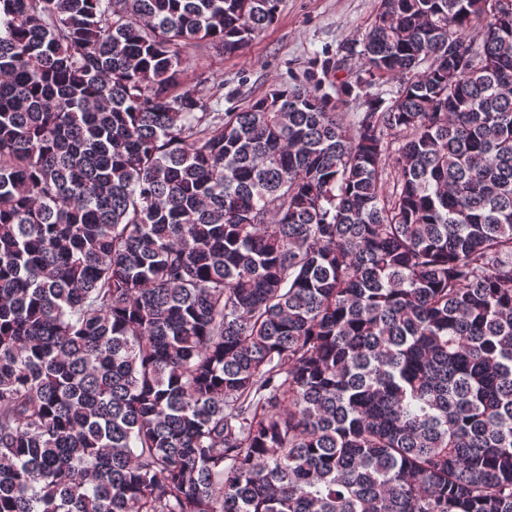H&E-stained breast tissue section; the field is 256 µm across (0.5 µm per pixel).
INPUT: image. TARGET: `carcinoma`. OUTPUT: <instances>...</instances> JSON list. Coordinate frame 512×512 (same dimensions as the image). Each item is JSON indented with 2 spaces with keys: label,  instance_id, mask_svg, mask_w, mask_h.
I'll return each instance as SVG.
<instances>
[{
  "label": "carcinoma",
  "instance_id": "obj_1",
  "mask_svg": "<svg viewBox=\"0 0 512 512\" xmlns=\"http://www.w3.org/2000/svg\"><path fill=\"white\" fill-rule=\"evenodd\" d=\"M278 6L0 0V512H512V0L181 84ZM380 0H281L276 22L241 53L226 55L214 45L190 51L185 86L206 90L221 86L214 112H240L263 96L272 84L319 88L346 116L363 112V101L341 87L348 72L363 60L357 46L348 48L375 21ZM345 63L337 72L336 63Z\"/></svg>",
  "mask_w": 512,
  "mask_h": 512
}]
</instances>
